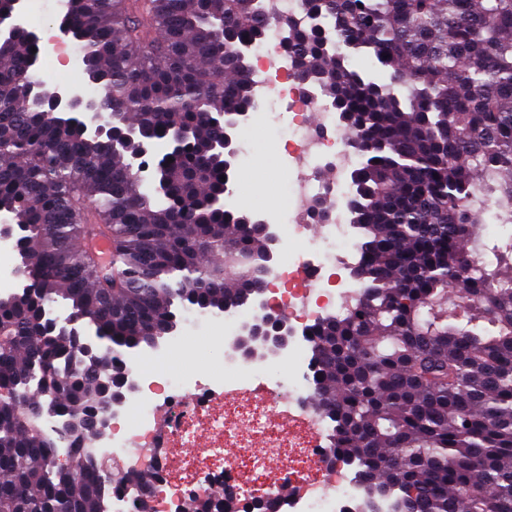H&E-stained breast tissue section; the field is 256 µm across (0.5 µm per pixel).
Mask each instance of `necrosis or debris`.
I'll use <instances>...</instances> for the list:
<instances>
[{
  "label": "necrosis or debris",
  "mask_w": 512,
  "mask_h": 512,
  "mask_svg": "<svg viewBox=\"0 0 512 512\" xmlns=\"http://www.w3.org/2000/svg\"><path fill=\"white\" fill-rule=\"evenodd\" d=\"M286 31L273 22L266 41L255 47L253 72L258 88L285 100L291 111L282 136L288 164L290 205L276 227V244L291 248V259H276L267 277L268 304L288 319L295 339L286 357L230 354L223 365L189 378L145 372L133 359L124 365L136 389L113 415L107 434L92 438L84 453L110 465L113 473L150 474L146 512H181L187 501L226 494L231 512H357L362 486L352 465L337 458L323 417L308 405L310 343L306 335L320 319L358 298L361 283L352 275L359 260L352 227L340 209L356 159L349 133L335 112L306 96L284 48ZM333 217L319 223L314 207ZM288 400L273 402L279 390ZM259 442L260 454L242 455ZM196 449V457L216 458L201 469L196 457L182 461L173 477L174 449ZM279 470L290 485L253 483L251 474Z\"/></svg>",
  "instance_id": "4bbe7bcc"
}]
</instances>
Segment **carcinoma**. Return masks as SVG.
<instances>
[{
	"instance_id": "obj_1",
	"label": "carcinoma",
	"mask_w": 512,
	"mask_h": 512,
	"mask_svg": "<svg viewBox=\"0 0 512 512\" xmlns=\"http://www.w3.org/2000/svg\"><path fill=\"white\" fill-rule=\"evenodd\" d=\"M288 54L306 65L355 152L348 222L364 292L313 325L311 399L332 448L393 512H512V235L487 249L471 200L499 193L512 223V0H303ZM258 0H69L64 25L101 105L164 141L171 195L146 190L124 153L82 137L38 102L23 37L0 42V212L27 225L40 263L31 297L0 296V512H107L127 482L81 454L71 431L102 412V382L128 349L152 347L178 312L232 311L263 284L267 241L252 216L208 200L224 160L214 117L257 110L249 56L267 23ZM371 55L396 90L351 65ZM92 206H86V203ZM491 251L493 258L479 256ZM88 318L95 363L46 336L41 311ZM53 409L69 429L43 434Z\"/></svg>"
}]
</instances>
